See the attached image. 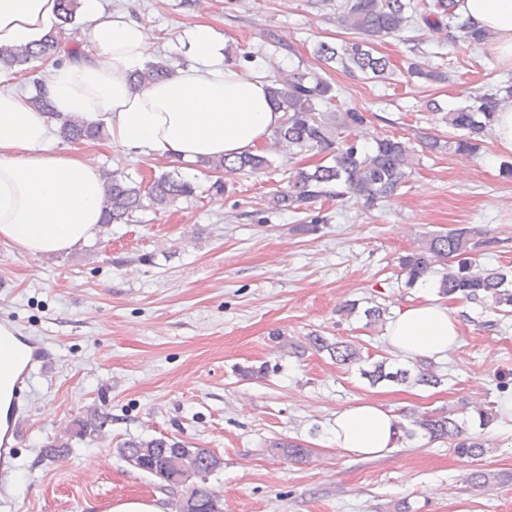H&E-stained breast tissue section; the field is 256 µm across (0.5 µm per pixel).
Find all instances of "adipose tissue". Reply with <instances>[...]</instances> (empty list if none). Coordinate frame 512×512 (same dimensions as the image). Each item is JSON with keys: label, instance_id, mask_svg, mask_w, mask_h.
<instances>
[{"label": "adipose tissue", "instance_id": "1", "mask_svg": "<svg viewBox=\"0 0 512 512\" xmlns=\"http://www.w3.org/2000/svg\"><path fill=\"white\" fill-rule=\"evenodd\" d=\"M81 9L99 54L50 66L45 92L57 112L105 125L111 144L153 160L232 159L255 152L281 124L266 81L225 61L224 39L209 25L190 33V64L136 88L132 71L154 53L144 27L122 14L101 18V0H81ZM458 10L512 68V0H460ZM57 19V0H0V46L39 42ZM49 135L26 96L0 89V245L32 255L74 250L103 221L94 166L49 152ZM386 338L407 359L434 360L458 344L460 330L430 299L397 309ZM398 435L395 415L373 400L337 410L325 426L328 444L360 458L396 448Z\"/></svg>", "mask_w": 512, "mask_h": 512}]
</instances>
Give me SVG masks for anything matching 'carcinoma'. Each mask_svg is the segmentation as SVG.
<instances>
[{"label": "carcinoma", "instance_id": "carcinoma-1", "mask_svg": "<svg viewBox=\"0 0 512 512\" xmlns=\"http://www.w3.org/2000/svg\"><path fill=\"white\" fill-rule=\"evenodd\" d=\"M59 23L35 48L30 46L0 47V68L23 72L24 66L35 60L43 62L65 54L80 59L76 30L66 32L74 24L78 0H58ZM458 0H336V20L358 31V41L332 45L321 42L315 50L324 63H336L350 72H359L368 79H384L389 74L390 62L375 54L373 40L384 36H397L406 28L424 25L434 30H447V39L456 43H480L478 34L469 20L457 13ZM70 34L72 45L63 43ZM175 67L166 60L148 62L133 71V83L143 87L162 77L171 75ZM268 93L284 112L283 123L274 130L278 145L291 155L312 152L320 156V163L312 169L296 168L288 176L286 188L277 189L268 199L272 209L299 211L323 198L349 199L371 208L397 195L406 183L414 166L406 142L390 136L374 139L372 151H364L357 136L350 129L363 123L357 112L335 113L334 89L318 72L296 69L271 80ZM31 106L59 122V136L69 142L96 140L102 127L90 126L77 116L62 117L53 110L44 92V84H35V93L29 97ZM512 107V83L497 85L470 98L452 110L440 104L429 105L435 120L461 131L453 141L456 150L475 153L480 149L481 138L492 122L495 113ZM214 170L236 174L265 172L273 161L262 151L246 153L234 159L208 160ZM196 186L184 179L162 174L148 187L135 182L119 170L105 175L103 180L104 223L121 224L131 221L134 215L152 207L161 210L182 198L195 195ZM480 242L475 240L472 229L461 227L447 232L425 236L422 243L397 258L400 272L406 276L405 286L412 288L422 277L431 278L443 298L452 301L480 303L500 315L512 314V269L485 268L475 251ZM279 345L291 353L303 355L308 350L326 351L341 365L359 367L360 376L374 387L383 382L438 387L443 375L436 370L434 361H415L407 367L395 365V359L383 356L377 360L365 356L361 348L348 341H332L313 334L300 342L284 340ZM497 418L495 405L477 406L474 413L459 410L406 411L401 414L400 428L403 438L417 437L428 442H443L454 454L465 458H478L485 454L487 443L480 436L469 432V424L479 428L489 427ZM109 417L96 413L86 420H79V437H94L107 426ZM72 437L59 436L43 447L49 458H59L70 450ZM184 443L174 438L128 440L119 445L123 457L150 451L145 472L160 479L167 457L174 448ZM272 455L285 460L300 462L307 458L309 449L294 440L278 439L270 443ZM187 464L199 475L189 493L199 503V512H210L219 502L217 492L207 486V476L221 466L220 459L207 448H193Z\"/></svg>", "mask_w": 512, "mask_h": 512}]
</instances>
